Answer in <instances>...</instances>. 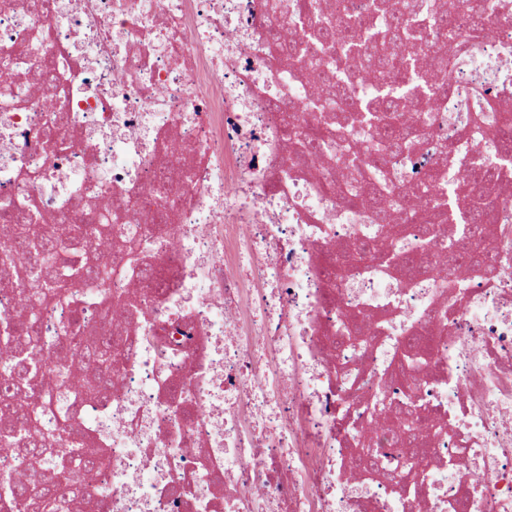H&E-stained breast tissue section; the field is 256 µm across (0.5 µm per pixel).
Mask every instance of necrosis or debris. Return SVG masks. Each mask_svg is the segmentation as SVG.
<instances>
[{"label": "necrosis or debris", "mask_w": 512, "mask_h": 512, "mask_svg": "<svg viewBox=\"0 0 512 512\" xmlns=\"http://www.w3.org/2000/svg\"><path fill=\"white\" fill-rule=\"evenodd\" d=\"M381 2L0 0V211L77 271L72 303L38 313L44 384L23 399L77 417L41 478L80 460L87 512H512V162L488 132L512 113V0H481L484 27L452 41L442 0L424 20ZM367 18L453 63L447 95L400 99L396 150L353 112L383 98L371 40L323 61V28ZM288 114L306 137L283 139ZM488 164L476 266L457 241ZM128 236L148 278H90L92 247L118 267ZM52 274L0 265V330ZM74 320L112 348L106 393L72 398L60 375ZM402 414L436 430L412 472ZM473 180L476 184H481L482 189L479 192L480 202L473 209L475 219L477 221H487L491 213L492 206L488 201L489 196L493 193L492 176L488 171L482 169L473 172Z\"/></svg>", "instance_id": "4bbe7bcc"}]
</instances>
